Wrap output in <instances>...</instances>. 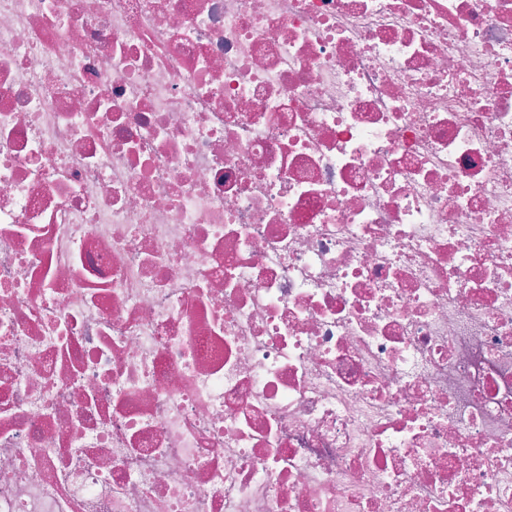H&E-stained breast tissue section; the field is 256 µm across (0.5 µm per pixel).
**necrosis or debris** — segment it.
Returning <instances> with one entry per match:
<instances>
[{
  "mask_svg": "<svg viewBox=\"0 0 512 512\" xmlns=\"http://www.w3.org/2000/svg\"><path fill=\"white\" fill-rule=\"evenodd\" d=\"M0 512H512V0H0Z\"/></svg>",
  "mask_w": 512,
  "mask_h": 512,
  "instance_id": "4bbe7bcc",
  "label": "necrosis or debris"
}]
</instances>
